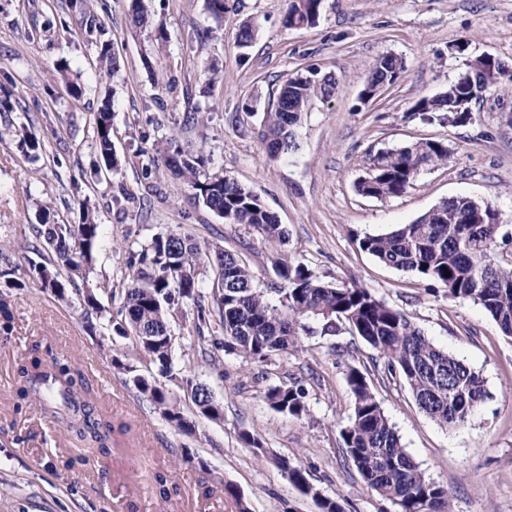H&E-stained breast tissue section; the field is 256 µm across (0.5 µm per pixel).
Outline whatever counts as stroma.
Returning a JSON list of instances; mask_svg holds the SVG:
<instances>
[{"label":"stroma","instance_id":"35a3bbf8","mask_svg":"<svg viewBox=\"0 0 512 512\" xmlns=\"http://www.w3.org/2000/svg\"><path fill=\"white\" fill-rule=\"evenodd\" d=\"M150 3L165 41L133 25L130 0H0V266L32 244L43 211L76 224L89 208L100 226L89 284L106 306L132 253L155 234L185 233L238 254L274 302L282 261L327 283L367 288L480 371L490 397L464 427H440L398 380L381 382L375 350L342 323L330 335L311 322L297 349L272 361L227 352L216 368L196 349L187 301L169 318L176 366L224 409L223 421L198 419L188 434L128 384L127 367L146 371L131 339L103 325L89 334L77 296L59 300L20 270L0 279L13 314L0 331V512H238L241 500L251 512H320L282 476L277 456L303 464L309 482L344 512H397L366 487L342 448L352 365L367 370L406 450L451 492L453 512H512V338L480 305L448 299L439 285L378 263L356 243L458 196L491 201L499 222L512 225V92L490 90L457 124L409 115L416 100L445 91L468 60L491 56L512 67V0H322L316 24L299 29L282 24L285 0H228L220 21L206 0ZM248 21L258 34L243 54L237 34ZM461 43L466 51L456 52ZM105 44L119 62L108 80L97 62ZM386 53L402 57L405 71L361 103L369 69ZM212 62L220 77L210 83L204 67ZM307 67L334 76L336 90L303 114L298 150L271 157L260 137L263 115L283 80ZM107 98L118 159L111 170L93 131ZM25 130L38 149L22 142ZM419 139L447 144L448 164L421 172L397 197L358 193L373 153ZM172 148L207 157L203 176H229L257 193L286 228L285 241L225 223L165 166ZM35 345L70 360L113 424H129V433L114 435L109 456L71 463L76 442L66 428L39 409L18 408L15 370ZM282 381L305 389L302 417L265 401L267 388ZM244 431L261 440L264 454L244 447ZM189 452L195 462L186 461ZM156 471L170 476L177 495L156 494ZM216 477L235 496H198V484Z\"/></svg>","mask_w":512,"mask_h":512}]
</instances>
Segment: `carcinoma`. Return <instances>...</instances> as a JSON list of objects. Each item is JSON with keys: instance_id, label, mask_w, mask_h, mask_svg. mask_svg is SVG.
Masks as SVG:
<instances>
[{"instance_id": "obj_1", "label": "carcinoma", "mask_w": 512, "mask_h": 512, "mask_svg": "<svg viewBox=\"0 0 512 512\" xmlns=\"http://www.w3.org/2000/svg\"><path fill=\"white\" fill-rule=\"evenodd\" d=\"M322 0H287L283 24L287 28L316 23ZM135 27L164 38V30L152 27L146 0H131ZM477 57L463 72L465 79L448 84V89L419 99L413 115L423 121L448 120L462 98L479 100L484 88ZM404 71L402 58L394 54L378 57L365 81L361 96L372 97L378 85L396 79ZM335 80L313 76L304 81L299 74L289 77L277 95L275 105L264 114L262 141L269 154H289L298 147L301 106L315 97H327ZM96 146L106 167H113L112 112L104 102L96 113ZM448 146L438 140H419L399 148L378 150L371 156L367 177L357 191L376 199L403 194L423 170L448 162ZM164 164L185 178L203 204L224 217L228 224L255 228L266 239H286V230L254 191L229 177L199 179L206 165L202 155L178 150L164 157ZM497 211L491 203L471 197L443 201L411 224L386 234L357 239L361 251L379 262L415 273L438 284L450 300L468 299L481 305L502 333L512 337V263L501 259V236ZM99 224L85 214L80 224H55L50 213L33 226L38 244L31 247L33 259L22 254L30 276L60 300L67 287L78 296L85 316L105 318L119 336L129 337L149 357L155 373L130 377L139 395L159 410L163 418L183 432L195 430L180 406L172 402L162 379L173 376V336L170 312L186 300L196 305L194 325L199 336L196 347L209 356L211 365L220 353L237 352L248 361L266 362L297 347L299 330L306 320L331 324L343 320L380 358L390 377H400L416 405L442 427L464 426L489 397L482 374L455 355L437 347L408 316L377 299L362 286H337L315 280L300 265L286 262L276 272L286 285L278 292L279 304L272 303L254 286V276L244 260L221 248L202 247L181 233L158 235L132 257L129 284L121 289L117 314L101 307L93 288L86 283L94 262ZM208 262L216 272L215 306L201 303L198 296L199 267ZM450 276H445V273ZM84 280L78 285L77 279ZM17 396L41 413L61 422L78 441L111 451L113 426L106 412L76 384L75 369L60 359L45 362L34 357L16 369ZM347 381L354 397L353 414L340 436L348 458L366 486L392 501L399 512H452L448 490L426 476L424 470L401 444V438L386 415L367 376L350 366ZM198 416L212 422L224 419L222 407L210 391L191 377L182 379ZM306 392L296 383L273 385L264 394L276 411L300 417L306 412ZM288 482L319 501L321 512H343L337 501L322 496L308 481L303 465L286 458L276 460Z\"/></svg>"}]
</instances>
